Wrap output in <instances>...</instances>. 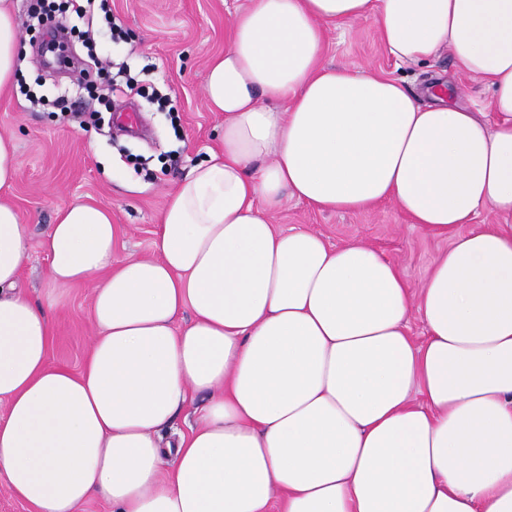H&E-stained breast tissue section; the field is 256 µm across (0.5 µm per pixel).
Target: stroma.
Returning <instances> with one entry per match:
<instances>
[{"mask_svg": "<svg viewBox=\"0 0 512 512\" xmlns=\"http://www.w3.org/2000/svg\"><path fill=\"white\" fill-rule=\"evenodd\" d=\"M248 0H110L113 14L126 30L115 42L100 35L101 57L127 62L144 85L134 96L144 126L139 134L117 131L111 122L121 95L97 99L74 92L73 76L46 66L41 43L32 30L22 29L24 83L47 105L31 103L18 88L0 94V134L16 139L17 177L8 198L28 225V253L20 286L41 300L47 286L48 260L41 241L55 212L81 199L112 213L118 226L114 255L145 257L161 209L191 168L207 154L220 151L224 115L210 111L203 95L207 61L230 45L236 9ZM323 59L333 66L353 65L401 79L414 93H423L433 78H441L449 98L486 106L490 91L459 73L449 55L437 62L397 66L371 22L358 21L328 28ZM72 89L74 117L54 116L51 99ZM276 230L315 231L331 246L361 243L393 260L410 287H420L449 239L411 224L392 202L355 212H323L289 200L273 217ZM91 287L67 286L53 309L52 365L79 370L94 334Z\"/></svg>", "mask_w": 512, "mask_h": 512, "instance_id": "obj_1", "label": "stroma"}]
</instances>
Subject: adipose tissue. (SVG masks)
<instances>
[{"label": "adipose tissue", "instance_id": "ef3b65f1", "mask_svg": "<svg viewBox=\"0 0 512 512\" xmlns=\"http://www.w3.org/2000/svg\"><path fill=\"white\" fill-rule=\"evenodd\" d=\"M17 10L0 0V92L21 71ZM361 20L397 63L449 54L490 89L495 124L325 65L326 26ZM204 95L223 151L168 195L151 256L115 260L111 213L69 202L33 301L27 226L0 198L12 494L32 512H512V0H248ZM291 198L391 201L450 246L413 288L367 245L276 231ZM486 209L497 223H477ZM77 283L96 332L74 373L49 362L50 311ZM201 393L197 425L164 438Z\"/></svg>", "mask_w": 512, "mask_h": 512}]
</instances>
